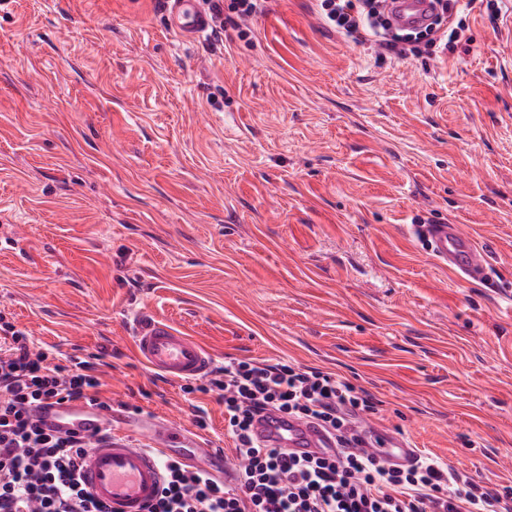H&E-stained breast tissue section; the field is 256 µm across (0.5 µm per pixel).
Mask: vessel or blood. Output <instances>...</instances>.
I'll list each match as a JSON object with an SVG mask.
<instances>
[{"mask_svg":"<svg viewBox=\"0 0 512 512\" xmlns=\"http://www.w3.org/2000/svg\"><path fill=\"white\" fill-rule=\"evenodd\" d=\"M169 30L184 40H195L210 30V19L200 0H164ZM387 9L394 25L421 28L431 20V0H388ZM419 230L434 258L465 280H480L488 265L487 253L461 225L423 223ZM139 359L151 370L173 381L203 376L212 366V356L197 338L176 329L168 322L143 319L133 338ZM74 415V427L91 442L81 463L80 478L87 490L111 512H146L164 483L161 458L168 454L173 439L184 429L170 422L152 432L151 447L143 448L122 433L100 437V429L111 425V412L96 407L74 409L66 403L44 406L37 413L41 424L57 423ZM357 430L368 453L389 463L407 465L417 457L415 449L401 443L379 445L381 430L373 424H359ZM254 433L261 445L285 448L298 457H321L336 450V438L315 422L269 412L256 423ZM189 463L215 475L227 477L224 456L217 449L197 444Z\"/></svg>","mask_w":512,"mask_h":512,"instance_id":"obj_1","label":"vessel or blood"}]
</instances>
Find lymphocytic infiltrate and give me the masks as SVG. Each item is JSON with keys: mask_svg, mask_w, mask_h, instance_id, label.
Returning a JSON list of instances; mask_svg holds the SVG:
<instances>
[{"mask_svg": "<svg viewBox=\"0 0 512 512\" xmlns=\"http://www.w3.org/2000/svg\"><path fill=\"white\" fill-rule=\"evenodd\" d=\"M214 37L232 24L246 37L266 0H203ZM385 0H322L326 24L346 42L403 61L422 48L453 50L466 26L451 0H436L431 25L398 34ZM98 365L72 358L50 364L25 331L0 314V512H105L81 485L79 461L89 442L77 429L60 433L34 418L49 402L105 408ZM186 393L216 394L235 443L236 475L224 484L203 469L166 456L165 486L149 512H512V495L481 485L467 472L426 457L407 469L357 451L358 417L375 410L371 395L349 382L291 362L231 360ZM313 420L336 436L335 454L300 459L283 448H263L252 435L267 410Z\"/></svg>", "mask_w": 512, "mask_h": 512, "instance_id": "1", "label": "lymphocytic infiltrate"}]
</instances>
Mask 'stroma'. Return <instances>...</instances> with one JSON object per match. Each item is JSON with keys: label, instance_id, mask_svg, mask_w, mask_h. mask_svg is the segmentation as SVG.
<instances>
[{"label": "stroma", "instance_id": "obj_1", "mask_svg": "<svg viewBox=\"0 0 512 512\" xmlns=\"http://www.w3.org/2000/svg\"><path fill=\"white\" fill-rule=\"evenodd\" d=\"M163 0H0V312L56 363L104 353L117 431L233 456L224 405L153 374L137 319L215 366L291 361L368 390L386 438L512 491V318L437 262L462 225L512 291V20L377 60L319 0L184 42ZM203 409L205 426L193 420Z\"/></svg>", "mask_w": 512, "mask_h": 512}]
</instances>
